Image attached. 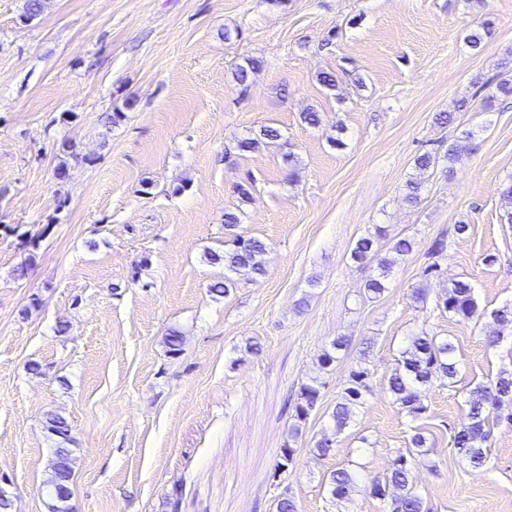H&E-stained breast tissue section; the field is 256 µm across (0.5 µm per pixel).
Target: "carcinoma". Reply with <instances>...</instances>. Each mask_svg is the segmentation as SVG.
<instances>
[{
  "label": "carcinoma",
  "mask_w": 512,
  "mask_h": 512,
  "mask_svg": "<svg viewBox=\"0 0 512 512\" xmlns=\"http://www.w3.org/2000/svg\"><path fill=\"white\" fill-rule=\"evenodd\" d=\"M260 67V59L245 58L235 70L238 84L249 86L252 75ZM468 138L467 133L454 138L441 156L430 152L418 155L415 159L416 168L426 171L443 161L447 163L448 170H453V164L469 150ZM279 139L281 133L278 128L265 126L260 130L259 136L238 141V148L246 152L256 148L263 140ZM383 235L384 227L376 224L373 231L357 240L351 251V258L355 263L377 266L378 274L369 278L364 286L365 292L375 298L381 296L388 288V276L394 264L391 257L380 254L376 247V241ZM266 251V244L261 239L238 236L233 240L231 249L221 253H210V262L224 265L225 270L224 279L214 281L210 285V292L217 296L227 294L233 286V274L244 273L253 278L264 276ZM435 307L464 325L472 322L477 324L487 317L491 318L492 322L486 325L485 330L487 344L490 346L497 343L498 328L512 323V309L503 308L490 313L480 309L472 286L466 280L450 281L441 296L436 299ZM345 348V337L340 336L332 340L329 347L323 349L319 355L320 370L328 372L339 359V353ZM453 353L454 345L449 338L439 336L425 327L405 337L396 367L386 377L385 386L399 405L401 413L414 422V425L410 426L406 448L395 457L392 467L385 474L371 478L365 485L362 484L359 473L350 467L330 471L326 487L331 503L340 505L349 501L355 492L362 489L382 504V512H431L427 501L410 481L411 469L426 447V437L416 421L422 419L427 410L421 399L423 389L455 383L459 368ZM371 378L368 352L363 351L360 353L358 364L349 373L339 401L330 413L334 434L338 435L348 428L359 409L366 405V396L371 390ZM324 386V378L316 376L301 387L297 402L293 406V430H299L300 424L306 422ZM506 401L512 402V375L501 374L469 391L466 400L468 423L454 435L453 445L456 454L471 466H490V449L487 446L490 438V420L501 419L498 412ZM44 426L55 436L68 439L69 426L62 415H47ZM73 464L70 449H55L48 479L53 499V504L50 505L51 512H68L65 503L71 496Z\"/></svg>",
  "instance_id": "cac0c4a2"
}]
</instances>
